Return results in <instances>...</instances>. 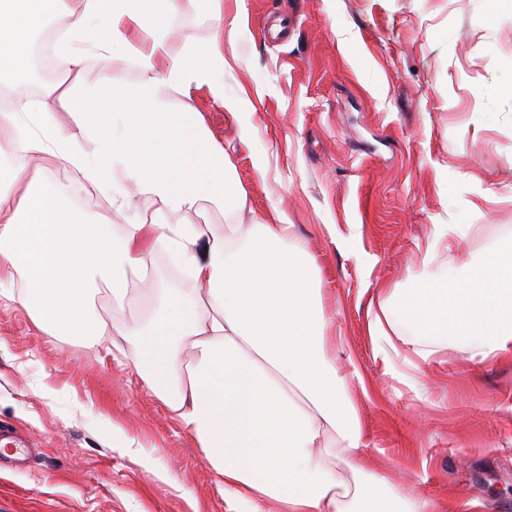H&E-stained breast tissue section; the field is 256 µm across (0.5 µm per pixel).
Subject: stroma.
Returning a JSON list of instances; mask_svg holds the SVG:
<instances>
[{"label":"stroma","instance_id":"obj_1","mask_svg":"<svg viewBox=\"0 0 512 512\" xmlns=\"http://www.w3.org/2000/svg\"><path fill=\"white\" fill-rule=\"evenodd\" d=\"M224 14V92L244 107L194 104L233 145L256 215H283L316 257L365 377L367 456L438 501L512 512V357L443 351L414 369L418 395L374 361L367 316L439 225L470 227L440 272L512 229V0H224ZM0 339V425L40 450L0 468V512H224L194 438L123 358L5 299Z\"/></svg>","mask_w":512,"mask_h":512}]
</instances>
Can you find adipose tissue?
I'll use <instances>...</instances> for the list:
<instances>
[{
    "label": "adipose tissue",
    "mask_w": 512,
    "mask_h": 512,
    "mask_svg": "<svg viewBox=\"0 0 512 512\" xmlns=\"http://www.w3.org/2000/svg\"><path fill=\"white\" fill-rule=\"evenodd\" d=\"M191 8L215 20L211 40L175 49L172 24ZM223 22L224 0H81L76 11L0 0V297L48 335L125 355L219 476L224 512H459L372 469L347 388L364 377L333 332L316 258L287 220L242 221L251 207L232 155L191 104L203 89L229 114L243 108L217 77ZM47 28L44 50L67 72L120 51L140 79L75 80L32 98V44ZM50 160L66 180L46 176ZM89 187L111 196L120 236L81 221L73 198ZM141 197L156 210L139 209ZM203 203L224 215L223 233L187 222ZM159 249L191 287L155 285L146 258ZM434 253L370 307L376 358L396 373L445 349L479 363L512 355V235L443 275ZM103 288L116 310L132 288L153 307L112 323L95 309Z\"/></svg>",
    "instance_id": "obj_1"
}]
</instances>
